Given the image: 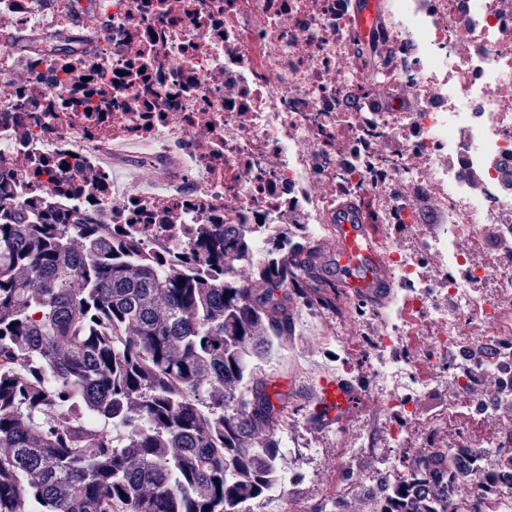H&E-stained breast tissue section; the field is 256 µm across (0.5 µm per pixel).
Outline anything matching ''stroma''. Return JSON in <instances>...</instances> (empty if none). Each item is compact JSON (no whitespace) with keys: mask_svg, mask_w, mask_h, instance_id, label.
I'll return each instance as SVG.
<instances>
[{"mask_svg":"<svg viewBox=\"0 0 512 512\" xmlns=\"http://www.w3.org/2000/svg\"><path fill=\"white\" fill-rule=\"evenodd\" d=\"M293 321V336L263 365L273 391L290 397L294 406L290 417L298 423L294 436L296 449L289 459L293 480L276 503L277 512H288L290 505L299 497L323 503L341 500L350 474L363 471L365 460L358 451L343 454V462L336 468L330 467L328 460L342 454V444L353 443L355 438H370V446L383 465L398 467L403 460L401 449L385 447L379 435L369 434V407L362 399L350 412L346 425L323 424L313 395L321 378L335 377L336 372L332 369L322 375L300 372L299 367L308 354V341L318 332L319 324L313 311L303 305L295 307Z\"/></svg>","mask_w":512,"mask_h":512,"instance_id":"1","label":"stroma"}]
</instances>
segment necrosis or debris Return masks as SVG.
<instances>
[{
  "instance_id": "4bbe7bcc",
  "label": "necrosis or debris",
  "mask_w": 512,
  "mask_h": 512,
  "mask_svg": "<svg viewBox=\"0 0 512 512\" xmlns=\"http://www.w3.org/2000/svg\"><path fill=\"white\" fill-rule=\"evenodd\" d=\"M102 21L95 51H52L83 12ZM376 76L419 106L375 107L358 79L349 0H0V174L23 212L148 224L147 249L185 252L196 224H247L255 247L302 237L334 247L336 205L367 200L403 306L345 326L320 317L324 345L372 354L389 447L417 433L448 445L471 410L512 428V19L496 0H388ZM92 109L73 104L86 73ZM398 151L389 154V140ZM119 168L133 177L117 178ZM445 214L424 224L411 188ZM496 231L487 241L485 228ZM499 381L481 395L477 376ZM447 387L430 415L417 403ZM481 512H512V483L461 479Z\"/></svg>"
}]
</instances>
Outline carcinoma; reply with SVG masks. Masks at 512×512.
<instances>
[{"instance_id":"obj_1","label":"carcinoma","mask_w":512,"mask_h":512,"mask_svg":"<svg viewBox=\"0 0 512 512\" xmlns=\"http://www.w3.org/2000/svg\"><path fill=\"white\" fill-rule=\"evenodd\" d=\"M10 195L1 179L0 512H248L288 419L262 365L292 304L336 309L313 247L258 261L247 225L200 224L184 260H148L126 224L76 234L78 217L41 198L21 214ZM234 259L257 265L250 280ZM481 452L409 450L408 479L360 493L379 512H459L450 475Z\"/></svg>"}]
</instances>
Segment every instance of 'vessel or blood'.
<instances>
[{
    "mask_svg": "<svg viewBox=\"0 0 512 512\" xmlns=\"http://www.w3.org/2000/svg\"><path fill=\"white\" fill-rule=\"evenodd\" d=\"M380 11L379 0H366L365 4L359 5L360 38L371 36ZM335 234V250L321 251L319 260L332 270L337 288L375 307L389 305L394 298L396 284L377 247L378 227L372 224L360 201L349 200L337 205ZM354 392L349 382L324 380L315 401L331 418L353 409Z\"/></svg>",
    "mask_w": 512,
    "mask_h": 512,
    "instance_id": "vessel-or-blood-1",
    "label": "vessel or blood"
}]
</instances>
